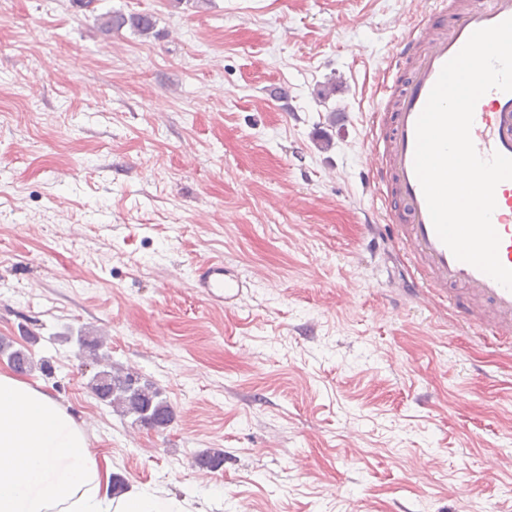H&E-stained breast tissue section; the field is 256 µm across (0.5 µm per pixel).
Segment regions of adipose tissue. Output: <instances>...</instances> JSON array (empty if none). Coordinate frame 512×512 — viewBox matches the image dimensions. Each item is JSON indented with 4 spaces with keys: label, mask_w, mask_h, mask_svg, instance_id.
I'll use <instances>...</instances> for the list:
<instances>
[{
    "label": "adipose tissue",
    "mask_w": 512,
    "mask_h": 512,
    "mask_svg": "<svg viewBox=\"0 0 512 512\" xmlns=\"http://www.w3.org/2000/svg\"><path fill=\"white\" fill-rule=\"evenodd\" d=\"M0 512H178L161 495L113 496L110 468L47 392L0 368Z\"/></svg>",
    "instance_id": "ef3b65f1"
}]
</instances>
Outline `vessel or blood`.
Returning <instances> with one entry per match:
<instances>
[{"mask_svg": "<svg viewBox=\"0 0 512 512\" xmlns=\"http://www.w3.org/2000/svg\"><path fill=\"white\" fill-rule=\"evenodd\" d=\"M512 18V0H422L411 29L395 50L396 77L383 80L371 114L367 149L372 181L383 195L384 221L404 247L425 296L463 313L486 340L512 347V290L457 260L439 239L414 170L415 125L443 65L477 29ZM471 137L482 157H512V92L493 89L477 102ZM492 224L501 238L503 266L512 269V187L495 191ZM249 279L232 274L223 260L198 268L199 293L216 304L234 302Z\"/></svg>", "mask_w": 512, "mask_h": 512, "instance_id": "obj_1", "label": "vessel or blood"}]
</instances>
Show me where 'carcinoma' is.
Here are the masks:
<instances>
[{
    "instance_id": "obj_1",
    "label": "carcinoma",
    "mask_w": 512,
    "mask_h": 512,
    "mask_svg": "<svg viewBox=\"0 0 512 512\" xmlns=\"http://www.w3.org/2000/svg\"><path fill=\"white\" fill-rule=\"evenodd\" d=\"M101 30L110 34L129 28L140 34H150L154 31L156 20L147 13L125 14L120 11H107L97 16ZM82 352L92 357V360L101 364V369L90 379L91 389L98 399L105 404L116 407L126 416H131L141 426L164 430L172 421V410L162 392L142 381V378L132 372H124L112 367L109 355L100 352L104 346L101 339H89L86 336L78 338ZM8 360L20 371H30L34 361L30 354L21 349L7 352ZM199 466L209 469H218L224 463V453L221 451H208L196 458Z\"/></svg>"
}]
</instances>
